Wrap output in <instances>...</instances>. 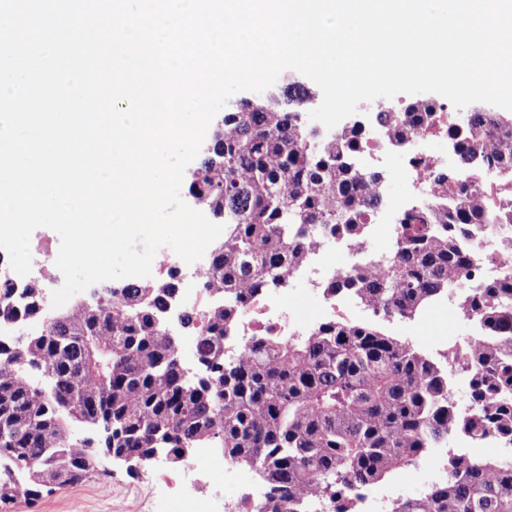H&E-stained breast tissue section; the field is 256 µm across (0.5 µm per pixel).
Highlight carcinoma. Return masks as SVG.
Returning a JSON list of instances; mask_svg holds the SVG:
<instances>
[{"mask_svg":"<svg viewBox=\"0 0 512 512\" xmlns=\"http://www.w3.org/2000/svg\"><path fill=\"white\" fill-rule=\"evenodd\" d=\"M418 100L380 122L399 148L432 122ZM298 112L277 104L227 112L189 184L224 224L205 269L201 374L181 364L163 317L180 296L178 270L106 289L77 303L51 329L0 342V503L36 497L46 485L97 475L104 453L146 464L194 448L257 472L267 486L255 512H359L363 491L439 454L442 474L385 512H512V455L486 457L489 437L512 444V268L464 285L479 227L507 232L512 249V113L470 112L455 125L456 163L433 174L431 203L401 219L392 256L352 269L327 290L384 321L413 320L446 298L471 318L460 342L469 394L460 404L448 366L381 324L339 319L301 336H257L224 356L255 291L282 286L321 236L358 237L383 202L380 175L355 160L357 130L312 140ZM491 169L485 187L468 172ZM25 312H41L25 285ZM19 316L14 283L0 280V323Z\"/></svg>","mask_w":512,"mask_h":512,"instance_id":"carcinoma-1","label":"carcinoma"}]
</instances>
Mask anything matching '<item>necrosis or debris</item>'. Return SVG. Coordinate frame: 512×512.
<instances>
[{
  "label": "necrosis or debris",
  "mask_w": 512,
  "mask_h": 512,
  "mask_svg": "<svg viewBox=\"0 0 512 512\" xmlns=\"http://www.w3.org/2000/svg\"><path fill=\"white\" fill-rule=\"evenodd\" d=\"M356 126L361 127L363 136L359 163L363 168L396 179L398 190L392 193L386 184H379L386 204L367 224L363 238L324 236L305 261L290 272V286L256 294L240 316L233 336L225 338V355H238L256 336H292L349 317L354 308L352 301L342 295L326 294L324 285L368 262L370 257L391 255L401 230L400 219L406 213L420 210L430 200L428 176L447 168L448 151L453 144L452 114L447 103L438 104L432 123L418 129L401 154L396 153L384 135L375 112L357 113L356 117L339 122L332 132L337 135ZM476 253L472 280H491L503 269L512 267V251L504 249L495 236H483ZM297 295L316 303L314 315H306L294 303ZM214 461L215 456L208 448L197 449L191 458L188 467L194 478L187 488L176 492L183 512H252V499L244 490L246 475L219 476Z\"/></svg>",
  "instance_id": "obj_1"
}]
</instances>
